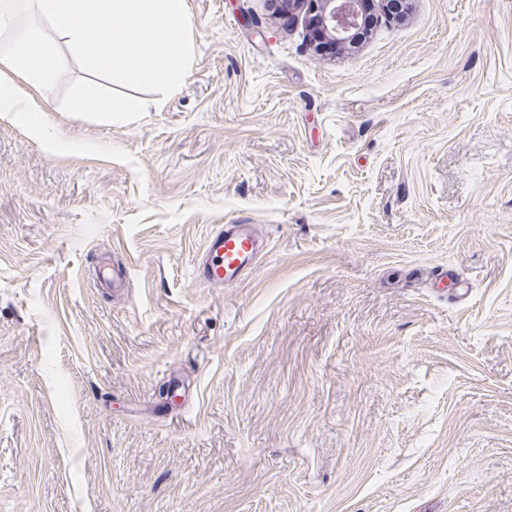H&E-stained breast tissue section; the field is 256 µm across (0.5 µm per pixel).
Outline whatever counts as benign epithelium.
Returning a JSON list of instances; mask_svg holds the SVG:
<instances>
[{"mask_svg": "<svg viewBox=\"0 0 512 512\" xmlns=\"http://www.w3.org/2000/svg\"><path fill=\"white\" fill-rule=\"evenodd\" d=\"M294 9L309 4L310 29L334 46H352L364 29L363 0H280Z\"/></svg>", "mask_w": 512, "mask_h": 512, "instance_id": "1", "label": "benign epithelium"}]
</instances>
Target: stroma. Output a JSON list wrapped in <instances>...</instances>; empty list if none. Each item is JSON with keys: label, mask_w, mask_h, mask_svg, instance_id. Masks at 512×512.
<instances>
[{"label": "stroma", "mask_w": 512, "mask_h": 512, "mask_svg": "<svg viewBox=\"0 0 512 512\" xmlns=\"http://www.w3.org/2000/svg\"><path fill=\"white\" fill-rule=\"evenodd\" d=\"M186 0L146 112L0 119V512H512V0ZM254 224L236 285L192 278ZM125 266L123 293L96 273ZM294 9L304 2L312 13L310 29L315 36H324L333 47L353 46L364 29L362 0H273ZM265 247L254 224L224 225L209 239L194 279L200 285L229 287L254 267Z\"/></svg>", "instance_id": "1"}]
</instances>
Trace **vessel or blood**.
I'll return each mask as SVG.
<instances>
[{
  "mask_svg": "<svg viewBox=\"0 0 512 512\" xmlns=\"http://www.w3.org/2000/svg\"><path fill=\"white\" fill-rule=\"evenodd\" d=\"M265 247L254 225H225L209 239L205 255L194 268V279L205 286H231L254 267Z\"/></svg>",
  "mask_w": 512,
  "mask_h": 512,
  "instance_id": "1",
  "label": "vessel or blood"
}]
</instances>
